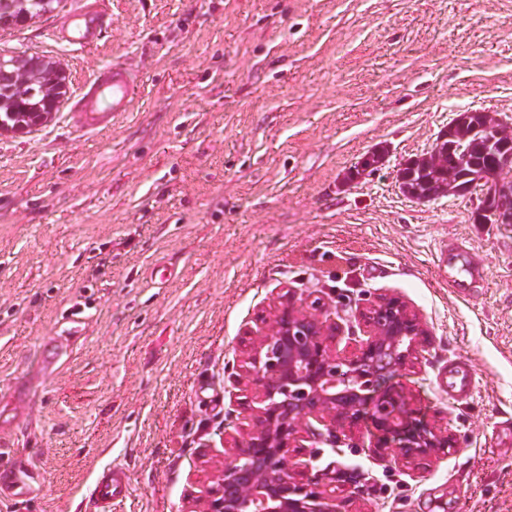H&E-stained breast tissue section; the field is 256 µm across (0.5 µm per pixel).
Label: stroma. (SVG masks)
<instances>
[{"mask_svg":"<svg viewBox=\"0 0 512 512\" xmlns=\"http://www.w3.org/2000/svg\"><path fill=\"white\" fill-rule=\"evenodd\" d=\"M109 2L88 52L50 45L45 19L0 31L1 54L51 57L71 89L115 59L143 88L97 134L63 107L0 135V431L44 474L26 512H101L110 464L129 476L112 512H192L245 422L246 333L286 288L324 295L348 338L380 294L428 328L402 381L457 448L383 460L365 426L307 449L353 512H512V236L473 223L470 197L418 203L397 182L456 112L512 115V0ZM451 237L489 271L468 303L437 273ZM459 356L464 404L440 382ZM445 389L448 398L456 402H464L473 396L477 386L476 373L472 365L465 359L449 360L444 371Z\"/></svg>","mask_w":512,"mask_h":512,"instance_id":"35a3bbf8","label":"stroma"}]
</instances>
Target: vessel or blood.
Wrapping results in <instances>:
<instances>
[{"instance_id":"b4317fda","label":"vessel or blood","mask_w":512,"mask_h":512,"mask_svg":"<svg viewBox=\"0 0 512 512\" xmlns=\"http://www.w3.org/2000/svg\"><path fill=\"white\" fill-rule=\"evenodd\" d=\"M104 0H75L47 29L46 37L53 43L74 49L98 46L108 26L109 16ZM141 94V88L129 69L119 62L97 68L80 87L71 108L76 122L90 131H102L113 121L131 111ZM439 263L448 276V285L456 295L473 298L487 286L484 268L475 265L468 248L462 243L449 242L441 251ZM445 391L457 402L470 399L477 386L476 373L464 359L450 360L444 372ZM41 475L30 462L16 458L9 436L0 437V501L21 504L36 496L41 488ZM125 472H108L94 485V496L103 503L128 491Z\"/></svg>"}]
</instances>
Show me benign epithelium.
Wrapping results in <instances>:
<instances>
[{"instance_id": "1", "label": "benign epithelium", "mask_w": 512, "mask_h": 512, "mask_svg": "<svg viewBox=\"0 0 512 512\" xmlns=\"http://www.w3.org/2000/svg\"><path fill=\"white\" fill-rule=\"evenodd\" d=\"M512 120L493 117L482 128L487 148L498 147ZM485 184L488 197L512 193V179L465 171L438 194L467 195ZM477 219L512 229V211L475 206ZM364 339L339 348L343 326L320 294L286 290L248 332L236 383L253 390L246 426L224 439L231 461L208 473L199 512H350L351 497L298 458L305 443L331 447L352 439L365 420L378 432L373 452L409 462L448 453V428L415 419L409 389L395 382L414 367L428 336L422 316L398 296H379L356 312Z\"/></svg>"}]
</instances>
